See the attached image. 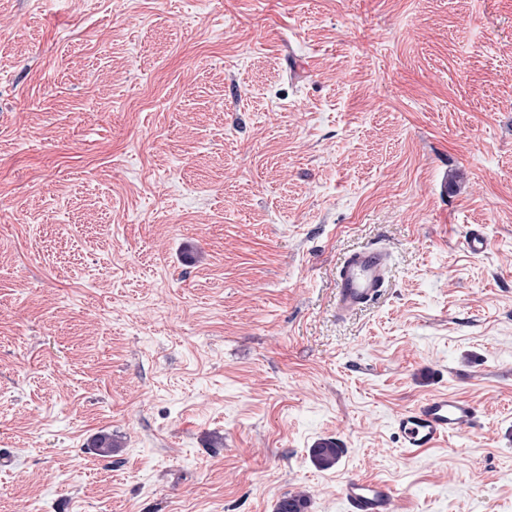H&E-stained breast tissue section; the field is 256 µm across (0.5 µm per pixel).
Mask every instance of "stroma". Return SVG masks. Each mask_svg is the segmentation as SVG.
<instances>
[{"mask_svg":"<svg viewBox=\"0 0 512 512\" xmlns=\"http://www.w3.org/2000/svg\"><path fill=\"white\" fill-rule=\"evenodd\" d=\"M1 452L0 512H512V0H0ZM390 272V254L370 244L346 254L336 268V316L347 318L376 300ZM478 410L466 399L448 392L427 397L399 412L393 421L404 454L413 458L439 447L465 428L475 427ZM343 450L333 439H320L310 450L313 462L322 469H331L339 462ZM343 495L350 512H393L394 492L386 483L356 478L347 481Z\"/></svg>","mask_w":512,"mask_h":512,"instance_id":"stroma-1","label":"stroma"}]
</instances>
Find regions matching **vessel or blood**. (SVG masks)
I'll return each instance as SVG.
<instances>
[{"mask_svg": "<svg viewBox=\"0 0 512 512\" xmlns=\"http://www.w3.org/2000/svg\"><path fill=\"white\" fill-rule=\"evenodd\" d=\"M389 272L390 254L380 245H366L346 254L336 268L337 317H349L376 300L388 282ZM478 420V411L469 401L440 393L399 412L393 426L405 455L413 458L476 426ZM343 495L350 512H393L394 492L381 481L349 480Z\"/></svg>", "mask_w": 512, "mask_h": 512, "instance_id": "vessel-or-blood-1", "label": "vessel or blood"}]
</instances>
